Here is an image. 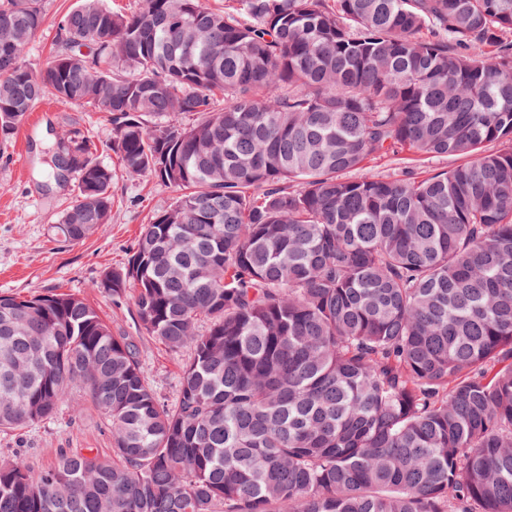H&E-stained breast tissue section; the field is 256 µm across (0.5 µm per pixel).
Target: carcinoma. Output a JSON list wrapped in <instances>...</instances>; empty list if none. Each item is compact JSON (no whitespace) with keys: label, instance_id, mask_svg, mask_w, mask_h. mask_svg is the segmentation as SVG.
Masks as SVG:
<instances>
[{"label":"carcinoma","instance_id":"obj_1","mask_svg":"<svg viewBox=\"0 0 512 512\" xmlns=\"http://www.w3.org/2000/svg\"><path fill=\"white\" fill-rule=\"evenodd\" d=\"M44 23L0 0V138L49 93L180 191L96 288L192 356L169 407L84 299L0 295V432L112 434L15 452L0 512H512V0H80L33 71ZM402 153L468 161L343 177ZM61 168L80 242L115 174L84 139ZM15 448L26 451L36 467H44L54 461L59 448H94L99 455L111 457L112 435L98 413L85 406L80 418L71 420L64 412L58 418L32 426L20 438L0 432V459L8 457Z\"/></svg>","mask_w":512,"mask_h":512}]
</instances>
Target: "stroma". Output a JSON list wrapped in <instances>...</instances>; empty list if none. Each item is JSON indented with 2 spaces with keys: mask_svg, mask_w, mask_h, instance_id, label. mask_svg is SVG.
Returning a JSON list of instances; mask_svg holds the SVG:
<instances>
[{
  "mask_svg": "<svg viewBox=\"0 0 512 512\" xmlns=\"http://www.w3.org/2000/svg\"><path fill=\"white\" fill-rule=\"evenodd\" d=\"M78 0H43L45 24L28 46L25 62L31 69L48 58L57 24ZM87 139L96 147L97 161L112 167L111 221L84 241L71 244L58 233L63 214L75 199L77 175L60 180L51 174L71 140ZM460 156H383L363 168L349 171L348 179L386 177L412 172L422 177L463 164ZM178 192L150 178L131 179L122 174L112 149V127L98 112L60 105L43 99L14 135L0 140V294L71 293L85 298L112 324L114 334L140 336L141 359L148 382L159 398L173 403L183 364L190 350L169 353L163 346L141 337L134 297L113 303L95 286L101 273L124 261L134 247L142 224L174 204ZM26 451L31 463L44 467L61 448H91L112 454V435L98 413L85 408L81 417L40 422L22 436L0 432V459L13 449Z\"/></svg>",
  "mask_w": 512,
  "mask_h": 512,
  "instance_id": "1",
  "label": "stroma"
}]
</instances>
